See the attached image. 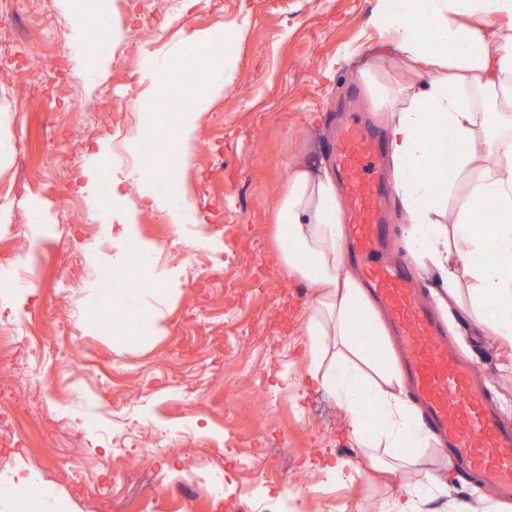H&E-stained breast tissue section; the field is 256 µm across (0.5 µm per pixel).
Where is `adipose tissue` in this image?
Segmentation results:
<instances>
[{"mask_svg": "<svg viewBox=\"0 0 512 512\" xmlns=\"http://www.w3.org/2000/svg\"><path fill=\"white\" fill-rule=\"evenodd\" d=\"M371 24L386 41L360 74L387 107L386 142L404 237L435 269L441 306L468 308L483 329L512 347V0H380ZM386 58L415 68L420 80L398 89L373 81ZM207 102L206 95L195 96L171 123L178 158L189 157ZM459 142L466 149L456 154L455 168L472 177L460 196L440 162ZM109 176L112 202L97 215L116 250L113 270L139 276L142 302L159 307L180 292L187 271L182 264H156L155 245L138 235L141 209L163 211L198 243L207 239L206 220L181 181L157 197L148 188L153 170L116 166ZM132 187L141 193L140 206L125 203ZM488 200L494 212L485 211ZM445 218L451 221L446 229L440 226ZM277 221L288 227L279 240L281 262L313 291L309 377L335 395L349 437L362 450L361 462L335 459L329 474L352 484L363 465L401 466L416 478L400 484L382 512H428L446 484L422 453L431 437L395 364L380 311L347 266L340 187L326 165L290 169ZM484 221L489 231L478 232ZM362 327L381 337L380 347L359 348ZM4 496L12 512H63L54 496H35L26 477Z\"/></svg>", "mask_w": 512, "mask_h": 512, "instance_id": "obj_1", "label": "adipose tissue"}]
</instances>
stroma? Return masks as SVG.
<instances>
[{
  "instance_id": "obj_1",
  "label": "stroma",
  "mask_w": 512,
  "mask_h": 512,
  "mask_svg": "<svg viewBox=\"0 0 512 512\" xmlns=\"http://www.w3.org/2000/svg\"><path fill=\"white\" fill-rule=\"evenodd\" d=\"M379 0H111L109 63L89 81V56L70 55L58 84L34 66L0 73V177L25 173L19 196L5 197L0 262L27 259L36 293L18 314L0 294V327L17 332L0 349V487L22 476L51 492L66 512H378L387 489L366 474L354 484L330 479L321 452L353 459L346 415L325 391L296 399L282 374L304 381L311 290L280 261L276 209L288 171L330 162L328 143L348 114L383 128L385 109L365 81L348 71L324 75L348 48L367 50L382 37L371 24ZM223 31L231 41L232 76L197 121L185 165L175 168L206 217L209 242L194 244L157 210L141 213L143 238L155 243L159 266L186 262L181 293L161 308L155 333L119 347L99 321L111 306L87 308L100 296V267L112 245L89 236L80 213L61 215L58 201L86 182L91 169L161 163V152L133 154L128 137L156 145L165 125L144 116L162 99L149 91L134 104L124 91L146 56L167 61L185 95L209 89L215 65L184 53L191 33ZM95 111H75L76 103ZM60 166L48 173L45 139ZM108 159L93 162L98 143ZM49 221L65 224V240L41 247L17 218L33 202ZM68 272L73 288L59 286ZM448 343L494 382L492 401L512 408V353L479 328L470 311L443 320ZM26 390L13 391L19 372ZM184 428L185 437L151 442L155 429ZM203 475L183 489L186 472Z\"/></svg>"
}]
</instances>
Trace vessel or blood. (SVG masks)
Masks as SVG:
<instances>
[{
  "label": "vessel or blood",
  "instance_id": "vessel-or-blood-1",
  "mask_svg": "<svg viewBox=\"0 0 512 512\" xmlns=\"http://www.w3.org/2000/svg\"><path fill=\"white\" fill-rule=\"evenodd\" d=\"M334 151L353 230L345 250L350 258L363 259L365 286L385 304L399 333L412 389L426 410V427L466 470L478 473L500 498L512 500V428L502 425L473 369L450 349L412 271L378 258L386 227L378 221L384 184L376 160L377 133L345 125Z\"/></svg>",
  "mask_w": 512,
  "mask_h": 512
}]
</instances>
